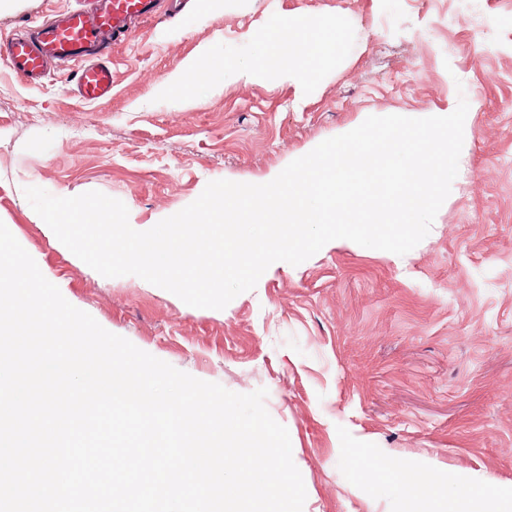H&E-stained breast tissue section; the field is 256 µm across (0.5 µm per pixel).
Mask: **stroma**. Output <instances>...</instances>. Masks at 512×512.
Segmentation results:
<instances>
[{
  "label": "stroma",
  "mask_w": 512,
  "mask_h": 512,
  "mask_svg": "<svg viewBox=\"0 0 512 512\" xmlns=\"http://www.w3.org/2000/svg\"><path fill=\"white\" fill-rule=\"evenodd\" d=\"M72 0H11L0 38ZM339 19L340 49L307 87L224 73L291 16ZM112 96L81 102L73 70L19 82L0 62V222L65 299L106 330L198 379L267 389L289 432L303 512H466L512 490V0H189L112 45ZM216 73L184 93L188 63ZM464 95L465 170L426 238L399 256L354 243L273 263L225 309L186 305L64 250L23 190H97L157 224L208 182L281 172L368 116ZM411 465L447 502L369 485L360 459Z\"/></svg>",
  "instance_id": "1"
}]
</instances>
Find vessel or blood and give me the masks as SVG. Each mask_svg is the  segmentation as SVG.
I'll use <instances>...</instances> for the list:
<instances>
[{
  "label": "vessel or blood",
  "mask_w": 512,
  "mask_h": 512,
  "mask_svg": "<svg viewBox=\"0 0 512 512\" xmlns=\"http://www.w3.org/2000/svg\"><path fill=\"white\" fill-rule=\"evenodd\" d=\"M165 0H80L77 7L25 26L0 46V57L22 83L36 84L50 65L76 66L79 98L95 103L112 94V66L103 51L133 25L155 19Z\"/></svg>",
  "instance_id": "1"
}]
</instances>
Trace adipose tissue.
Wrapping results in <instances>:
<instances>
[{
	"label": "adipose tissue",
	"mask_w": 512,
	"mask_h": 512,
	"mask_svg": "<svg viewBox=\"0 0 512 512\" xmlns=\"http://www.w3.org/2000/svg\"><path fill=\"white\" fill-rule=\"evenodd\" d=\"M341 37L337 22L292 17L286 27L275 28L261 36V56L249 62H231L229 69L239 79L262 76L273 83L293 76L306 77L314 74L325 51L335 49Z\"/></svg>",
	"instance_id": "ef3b65f1"
}]
</instances>
